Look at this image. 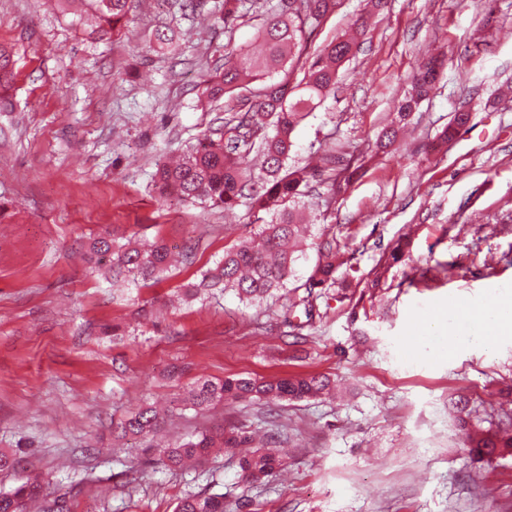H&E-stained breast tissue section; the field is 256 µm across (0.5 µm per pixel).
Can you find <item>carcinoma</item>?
<instances>
[{
    "mask_svg": "<svg viewBox=\"0 0 512 512\" xmlns=\"http://www.w3.org/2000/svg\"><path fill=\"white\" fill-rule=\"evenodd\" d=\"M135 0H87L96 22L87 35L91 39L117 35L134 7ZM338 0H288L274 12L261 13L257 39L261 50L251 51L232 42L224 44V69L200 83L199 100L209 102L232 98L241 90L243 109L224 118V123L209 129L175 162L157 164L154 187L162 197L182 203H200L212 208L233 210L247 202L260 230L254 237L224 249L201 277L181 285L177 299L193 301L217 292L233 290L247 304L261 303L288 288L300 260L297 238L304 219L305 202L316 175L341 170L339 180L326 189L332 197L349 184L358 169L343 163V157L325 151L320 166L312 169L289 163L297 127L336 94L339 69L353 56L365 31L357 19L341 36L308 55V26L330 15ZM243 0H224V14L218 20L232 32ZM440 57L422 60L412 75L411 88L398 102L395 122L406 124L420 101L434 87L442 68ZM303 77L295 82L296 72ZM15 78L13 52L0 45V103L8 104ZM467 118L456 114L440 133L443 144L453 141ZM256 152L259 162L247 156ZM87 260L107 266L112 282H143L161 279L172 267V253L158 241L123 242L104 232L85 244ZM336 240L320 244V257L303 287L307 296L300 299L307 319H312L313 289L336 284ZM332 386L324 375L261 381L250 377L228 378L222 382L204 380L192 390V404L208 408L223 401L258 400L268 405L320 395ZM173 410L142 405L113 426L112 438L145 440L154 435ZM469 455L477 460L512 453V434L463 427ZM253 436L242 428L222 429L201 434L159 449L162 465L181 468L189 460H201L213 452L248 448L238 458L244 482L254 487L265 482L284 466L276 450V438L267 435L265 444L251 448ZM43 499L42 512H68L60 498H48L43 482L23 481L0 492V512H26L29 501ZM175 512H230L224 495L206 491L181 499Z\"/></svg>",
    "mask_w": 512,
    "mask_h": 512,
    "instance_id": "1",
    "label": "carcinoma"
}]
</instances>
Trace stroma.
<instances>
[{
    "instance_id": "obj_1",
    "label": "stroma",
    "mask_w": 512,
    "mask_h": 512,
    "mask_svg": "<svg viewBox=\"0 0 512 512\" xmlns=\"http://www.w3.org/2000/svg\"><path fill=\"white\" fill-rule=\"evenodd\" d=\"M222 0H139L121 35L88 39L52 0H0V45L16 52L0 110V491L39 476L69 512H174L200 491L237 512H512V456L473 462L460 420L512 431V337L448 354L447 328L428 320L455 304L480 307L512 287V0H340L312 47L368 24L339 73L336 96L296 130L291 162L336 149L358 176L330 203L309 196L315 223L294 285L320 243L361 278L315 290L302 344L279 320L288 297L250 306L231 291L180 302L184 282L255 235L234 213L159 200L157 160L183 153L234 108L204 106L197 85L224 62V44H251L252 19L225 34ZM170 43L158 47L155 29ZM445 58L428 99L390 154L374 149L424 54ZM470 120L443 145L458 110ZM163 240L194 261L114 296L106 270L81 258L89 237ZM403 245L377 290L364 288L383 255ZM153 321H138L141 306ZM118 334H109V326ZM325 374L332 398L265 407L186 408L166 441L242 427L287 430V468L245 488L236 456L170 470L148 442L114 445L112 423L143 403H170L204 380Z\"/></svg>"
}]
</instances>
